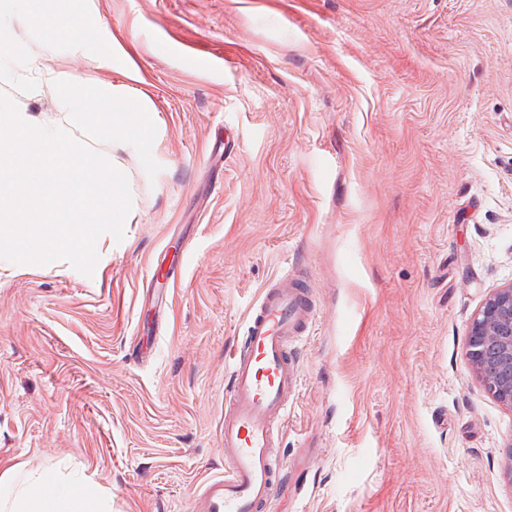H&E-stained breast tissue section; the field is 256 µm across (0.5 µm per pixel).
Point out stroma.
Masks as SVG:
<instances>
[{
	"label": "stroma",
	"mask_w": 512,
	"mask_h": 512,
	"mask_svg": "<svg viewBox=\"0 0 512 512\" xmlns=\"http://www.w3.org/2000/svg\"><path fill=\"white\" fill-rule=\"evenodd\" d=\"M121 65L10 34L121 87L136 148L73 126L32 65L0 95L129 182L92 275L0 259V474L57 468L101 512H191L224 469L227 349L293 268L319 319L277 450L317 454L271 512H512V410L466 333L512 282V0H87Z\"/></svg>",
	"instance_id": "1"
}]
</instances>
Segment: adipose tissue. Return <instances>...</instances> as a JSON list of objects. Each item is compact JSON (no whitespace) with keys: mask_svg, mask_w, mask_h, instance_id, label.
<instances>
[{"mask_svg":"<svg viewBox=\"0 0 512 512\" xmlns=\"http://www.w3.org/2000/svg\"><path fill=\"white\" fill-rule=\"evenodd\" d=\"M90 499H77L73 488L60 486L53 470L20 478L17 470L0 476V512H91Z\"/></svg>","mask_w":512,"mask_h":512,"instance_id":"adipose-tissue-1","label":"adipose tissue"}]
</instances>
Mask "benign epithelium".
<instances>
[{
	"mask_svg": "<svg viewBox=\"0 0 512 512\" xmlns=\"http://www.w3.org/2000/svg\"><path fill=\"white\" fill-rule=\"evenodd\" d=\"M467 336L473 373L494 399L512 410V284L486 297Z\"/></svg>",
	"mask_w": 512,
	"mask_h": 512,
	"instance_id": "7a95c632",
	"label": "benign epithelium"
}]
</instances>
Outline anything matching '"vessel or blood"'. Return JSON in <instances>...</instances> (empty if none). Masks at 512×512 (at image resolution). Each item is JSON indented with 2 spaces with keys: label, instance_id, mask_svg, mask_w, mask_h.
<instances>
[{
  "label": "vessel or blood",
  "instance_id": "b4317fda",
  "mask_svg": "<svg viewBox=\"0 0 512 512\" xmlns=\"http://www.w3.org/2000/svg\"><path fill=\"white\" fill-rule=\"evenodd\" d=\"M316 321V303L296 275L282 272L264 289L244 341L225 355L224 471L201 484L192 512H270L286 475L276 438L301 380L295 350Z\"/></svg>",
  "mask_w": 512,
  "mask_h": 512
}]
</instances>
